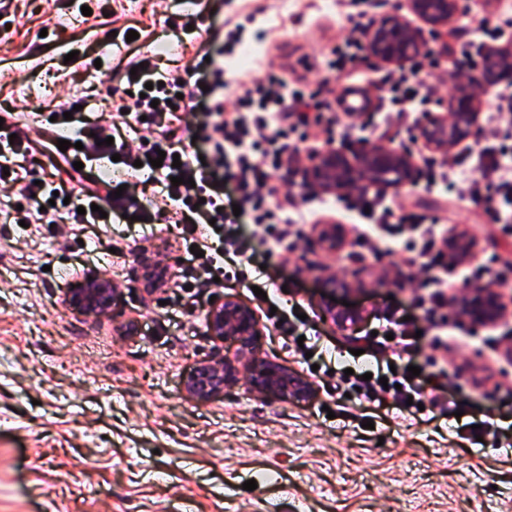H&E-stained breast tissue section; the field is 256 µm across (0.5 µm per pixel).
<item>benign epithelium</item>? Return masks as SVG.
I'll list each match as a JSON object with an SVG mask.
<instances>
[{
  "label": "benign epithelium",
  "mask_w": 512,
  "mask_h": 512,
  "mask_svg": "<svg viewBox=\"0 0 512 512\" xmlns=\"http://www.w3.org/2000/svg\"><path fill=\"white\" fill-rule=\"evenodd\" d=\"M409 11L431 32L450 25L459 10V0H408ZM366 49L370 57L386 65L401 67L414 62L422 53L423 42L417 28L402 16L381 22L367 33ZM512 78V46L481 51L480 72L476 82L492 88ZM479 134L478 106L474 96L460 87L448 102V115L432 116L418 128V142L427 151H443L452 144L474 140ZM415 162L412 154L400 148L363 147L354 150L343 144L330 143L314 153L306 169V178L318 182L329 193H340L354 184L366 187H403L414 181ZM322 237L332 250L343 245L340 225H324ZM66 302L85 312L103 315L119 305L118 289L102 275L83 276L73 288L66 290ZM462 307L471 321L490 326L505 314V303L493 288H473ZM327 314L343 330L352 329L359 315L330 308ZM208 335L222 342L231 336L238 345V358H206L186 377V394L205 402L224 393V388L245 379L248 386L275 400H299L311 391V383L288 368L270 362L256 352L262 336L252 309L231 297L210 305L205 314ZM246 359L240 367V359Z\"/></svg>",
  "instance_id": "benign-epithelium-1"
}]
</instances>
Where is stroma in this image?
<instances>
[{
  "label": "stroma",
  "instance_id": "1",
  "mask_svg": "<svg viewBox=\"0 0 512 512\" xmlns=\"http://www.w3.org/2000/svg\"><path fill=\"white\" fill-rule=\"evenodd\" d=\"M352 0H93L113 22L88 28L60 0H18L0 14V117L10 120L54 109L59 95L95 90L99 108L127 85L128 62L142 51L160 54L164 70L183 69L202 55L224 63V78L258 77L267 60L296 69L311 85L328 81L384 94L387 68L362 60L355 70L327 73L324 54L351 30ZM244 24L236 52L221 41L202 44L186 25ZM46 37L36 38L40 27ZM135 28L139 41L112 43V28ZM436 67L422 74L450 97L464 74L462 57L445 40L428 39ZM100 68L85 71L91 60ZM335 140L352 146H404L401 125L381 108L370 125L339 114ZM387 201L436 211L459 230L485 223L482 207L442 189L413 185L382 191ZM180 226L150 233L144 221L111 216L99 224L0 223V512H71L66 486L89 489L83 512H512V447L476 440L473 422L493 417L512 428V375L501 390L477 385L484 360L461 348L448 357L444 394L457 410L421 417L385 404H359L309 374L300 356L283 349L271 310H307L308 338L336 367L373 370L364 336L373 315L395 306L431 332L413 300L412 284L389 261L345 242L338 251L307 233L287 260L271 257L254 226L238 217L236 236L252 265L287 282L257 316L261 357L310 376L303 401L269 399L245 383L207 402L188 398L185 378L200 360L236 358L237 348L209 337L204 315L211 297L253 304L233 281L187 294L174 282L187 270ZM166 269L160 290L147 293L145 275ZM116 284L122 302L105 316L65 304L64 293L84 275ZM351 290L330 291L331 278ZM354 304L364 320L340 331L325 311ZM373 428H366V421ZM255 480V490L243 484Z\"/></svg>",
  "mask_w": 512,
  "mask_h": 512
}]
</instances>
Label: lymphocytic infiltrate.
Wrapping results in <instances>:
<instances>
[{
	"label": "lymphocytic infiltrate",
	"mask_w": 512,
	"mask_h": 512,
	"mask_svg": "<svg viewBox=\"0 0 512 512\" xmlns=\"http://www.w3.org/2000/svg\"><path fill=\"white\" fill-rule=\"evenodd\" d=\"M357 12L353 19L355 36L344 40L330 51L326 65L332 71H345L362 59L365 51L363 33L371 25L365 0H356ZM135 76L129 84L136 91L129 98L120 99L112 117L97 118L83 123L74 130L76 144L59 150L58 139L51 130H43L39 150L26 145L23 127H14L15 140L8 149L0 150V169L14 171V184L23 197V205L11 201L0 202V215L5 220L25 221L29 224H92L97 215L92 205L127 213L143 211L152 206V199L133 198L131 193L114 196L102 192V179L91 176L79 192H72L65 183L52 179H33L17 175L16 156H23L30 166L43 163L52 166L73 165L75 160L93 161L102 157L119 155L121 164L148 162L162 158L161 167L153 169V178L161 185L160 197L166 209L156 215L157 220L175 216L180 224L186 245L195 246L203 257L197 264L200 275L216 277L226 274L243 287L256 285L245 263L239 262L230 271H223L222 254L206 253L205 242L200 239V224L214 220L225 228L227 244H234L235 224L231 209L224 206V183L233 181L236 203L241 214L247 215L262 234L270 255L280 256L295 251L302 238L300 224L288 212L295 209L292 194L281 200H272L266 187L273 175L289 166L293 157L289 152L292 142L306 140L312 128L328 124L329 113L338 111L339 101L330 92L311 88L302 82H287L273 67H265L259 78H240L232 91L231 110L215 105L211 120L200 130L201 137L210 143L211 155L206 163H193L185 157L184 136L180 127L168 124L166 116L171 111H190L192 103L203 92L217 94L224 88L223 74L212 70L209 84L193 78L192 69L162 71L152 52L140 54L131 60ZM387 93L397 120H404L410 113L430 116L441 104L426 83L397 74L386 78ZM499 103L486 122L495 130V139L480 151H461L457 154L453 170H444L435 159H427L420 176L424 190L444 184L456 197H469L483 206L490 227L495 235L512 237V92L498 95ZM160 128L158 137L147 143L131 144L123 129L131 125ZM180 178V185H173V178ZM348 211L356 213L365 223L359 229L357 242L367 245L378 240V255L390 253V240L400 242L406 266L412 271L424 293L418 304L427 322L435 329L432 346L448 352L454 349L455 333L461 325L456 316L446 310L445 292L450 277L461 274L476 280H489L500 288H512V270L503 268L496 254L476 266L463 265L461 259L447 249L449 230L439 216L425 215L413 210H399L381 200L358 193L344 197ZM86 207V214H78V207ZM372 351L381 354L403 355L417 350L418 342L409 322L404 321L398 310L383 312L377 334L370 340ZM344 384L354 390L363 401H373L381 391H388L397 406L408 407L418 413L419 405L426 400L410 378L408 371L388 374L386 379L372 377L362 380L360 375L344 377ZM431 404H440V397L428 398Z\"/></svg>",
	"instance_id": "f902f5d3"
}]
</instances>
